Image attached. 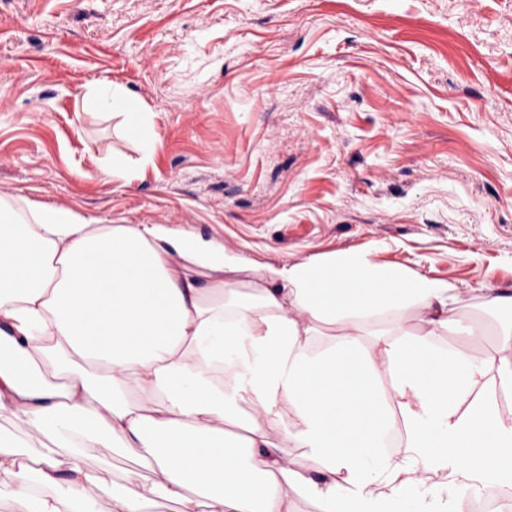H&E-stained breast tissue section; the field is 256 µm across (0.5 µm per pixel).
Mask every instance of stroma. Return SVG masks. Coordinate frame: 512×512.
<instances>
[{
    "label": "stroma",
    "instance_id": "obj_1",
    "mask_svg": "<svg viewBox=\"0 0 512 512\" xmlns=\"http://www.w3.org/2000/svg\"><path fill=\"white\" fill-rule=\"evenodd\" d=\"M109 80L152 161L84 111ZM115 154L133 179L105 181ZM0 191L191 225L252 263L368 249L486 307L512 291V0H0ZM83 98L94 100L100 108L110 111L103 112L105 114H112V117L116 114L121 119L120 126L124 133L136 142L142 152L139 162L147 164L152 161L158 144L152 112H146L138 101L107 81H97L86 86ZM131 131L134 133L131 134Z\"/></svg>",
    "mask_w": 512,
    "mask_h": 512
}]
</instances>
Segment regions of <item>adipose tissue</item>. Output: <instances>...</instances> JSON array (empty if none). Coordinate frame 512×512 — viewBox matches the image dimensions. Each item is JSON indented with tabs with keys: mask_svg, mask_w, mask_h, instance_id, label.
<instances>
[{
	"mask_svg": "<svg viewBox=\"0 0 512 512\" xmlns=\"http://www.w3.org/2000/svg\"><path fill=\"white\" fill-rule=\"evenodd\" d=\"M84 97L151 162L153 113L107 81ZM457 302L368 250L250 268L189 227L0 192V418L25 434L0 432V494L10 512H434L440 488L512 485V323L499 360L468 357L444 337L486 325ZM246 405L269 426L231 436ZM89 448L158 479L145 494L111 481Z\"/></svg>",
	"mask_w": 512,
	"mask_h": 512,
	"instance_id": "ef3b65f1",
	"label": "adipose tissue"
}]
</instances>
